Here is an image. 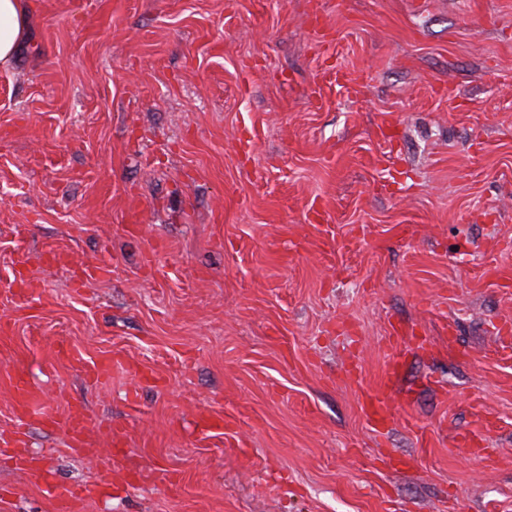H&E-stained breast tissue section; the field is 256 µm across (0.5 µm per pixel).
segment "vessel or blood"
<instances>
[{"mask_svg": "<svg viewBox=\"0 0 512 512\" xmlns=\"http://www.w3.org/2000/svg\"><path fill=\"white\" fill-rule=\"evenodd\" d=\"M388 366L382 377L379 388L364 392L361 396V409L371 427L378 428L390 423L394 417L395 395L393 386L399 374V365L405 355L399 329H392L388 339ZM14 396L15 417L19 426H26L31 420L47 428H63L71 442L72 448L85 452V436L91 426L90 421L82 414L72 413L60 420L42 411L40 398L31 383L22 377H15L11 382ZM46 494L58 501L69 504L95 498L99 492L95 485L70 486L54 482H46Z\"/></svg>", "mask_w": 512, "mask_h": 512, "instance_id": "obj_1", "label": "vessel or blood"}]
</instances>
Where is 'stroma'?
Wrapping results in <instances>:
<instances>
[{
	"label": "stroma",
	"instance_id": "1",
	"mask_svg": "<svg viewBox=\"0 0 512 512\" xmlns=\"http://www.w3.org/2000/svg\"><path fill=\"white\" fill-rule=\"evenodd\" d=\"M24 4L0 439L20 372L91 422V454L37 424L29 454L102 493L65 506L0 458V512H512V0ZM397 322L379 438L361 394Z\"/></svg>",
	"mask_w": 512,
	"mask_h": 512
}]
</instances>
